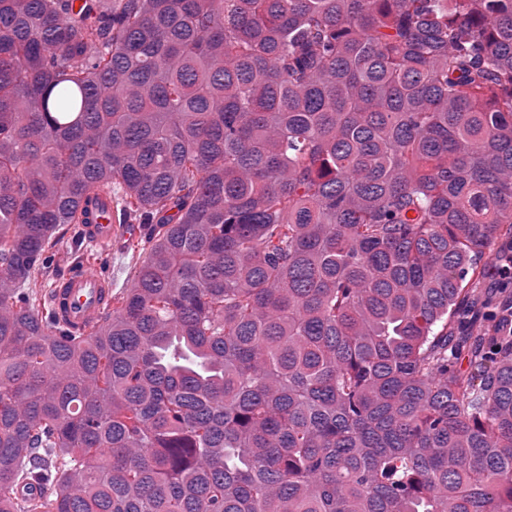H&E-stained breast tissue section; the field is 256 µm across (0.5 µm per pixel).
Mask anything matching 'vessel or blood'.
I'll return each instance as SVG.
<instances>
[{
  "mask_svg": "<svg viewBox=\"0 0 512 512\" xmlns=\"http://www.w3.org/2000/svg\"><path fill=\"white\" fill-rule=\"evenodd\" d=\"M112 216V202L102 197L98 209L92 211L83 230L88 243L105 249L118 231ZM109 279L99 264L87 261L73 265L59 279L52 299L59 318L79 328H90L99 319L108 300Z\"/></svg>",
  "mask_w": 512,
  "mask_h": 512,
  "instance_id": "b4317fda",
  "label": "vessel or blood"
}]
</instances>
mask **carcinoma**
<instances>
[{
  "label": "carcinoma",
  "instance_id": "carcinoma-1",
  "mask_svg": "<svg viewBox=\"0 0 512 512\" xmlns=\"http://www.w3.org/2000/svg\"><path fill=\"white\" fill-rule=\"evenodd\" d=\"M506 238L512 0H0V512H512ZM89 224H82L86 241L95 249L104 250L112 242L105 254L95 256L101 268L112 277V291L129 288L135 271L139 251L134 254L124 249L129 238L113 222L112 202L107 195L101 197L98 209L88 216ZM99 263L92 260L72 265L66 275L59 279L52 291V299L59 318L73 326L88 329L99 319L108 300L109 279ZM504 246L505 243L501 242L493 247L495 253H500L497 257L496 279L492 288H512V245Z\"/></svg>",
  "mask_w": 512,
  "mask_h": 512
}]
</instances>
